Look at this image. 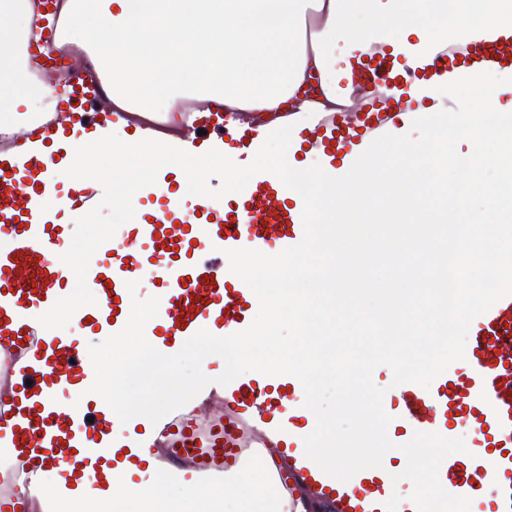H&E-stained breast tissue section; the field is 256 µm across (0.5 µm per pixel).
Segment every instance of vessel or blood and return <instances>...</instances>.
Instances as JSON below:
<instances>
[{
    "label": "vessel or blood",
    "instance_id": "vessel-or-blood-1",
    "mask_svg": "<svg viewBox=\"0 0 512 512\" xmlns=\"http://www.w3.org/2000/svg\"><path fill=\"white\" fill-rule=\"evenodd\" d=\"M106 80L79 72L57 89L64 113L46 112L25 134L33 140L57 133L82 137L103 119L95 102ZM421 112H323L308 135L326 145L327 164L341 169V156L362 164L368 144L391 143L405 125L425 123ZM46 164L37 156L16 161L0 157V459L14 488L0 494V512H30L45 469H58L67 484L96 493L107 471L150 466L170 482L185 473L198 481L239 486L255 463L279 489L266 512H417L394 489L393 474L403 457L401 444L414 432L455 437L470 432L468 452L441 463L442 487L471 498V512H512V296L496 302L470 325L463 359L450 364L424 388L405 383L383 399L392 421V450L379 468L342 482L305 455L303 439L315 427L304 405L300 381L291 375L253 371L230 384L206 386L194 399L157 423L114 432L115 416L100 415L82 394L91 364L83 347L56 335L46 321L67 293L72 270L59 248L63 225L35 220L28 209L41 193ZM294 178L271 183L251 174L247 189L228 207L204 201L194 213L181 212L172 193H163L154 213L134 225L148 245L152 275L159 281L160 307L144 334L162 352H171L200 329L218 336L245 330L259 302L229 270L227 250H284L303 237L302 208L291 194ZM144 257L103 242L100 255L84 262L82 285L98 296L103 314L91 319L103 335L120 331L131 306L128 282L136 280ZM213 283H205V276ZM71 389L78 403L57 400ZM220 399L208 426L198 422L201 406Z\"/></svg>",
    "mask_w": 512,
    "mask_h": 512
}]
</instances>
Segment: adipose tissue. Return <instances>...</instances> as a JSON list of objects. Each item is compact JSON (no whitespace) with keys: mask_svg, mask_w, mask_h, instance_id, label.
I'll return each mask as SVG.
<instances>
[{"mask_svg":"<svg viewBox=\"0 0 512 512\" xmlns=\"http://www.w3.org/2000/svg\"><path fill=\"white\" fill-rule=\"evenodd\" d=\"M432 7V0H66L64 41L94 50L96 63L110 74L99 107L119 119L88 139L38 148L48 161L38 218L54 219L65 207L54 185L74 172L87 186L111 188L121 198L162 194L173 173L180 184L176 200L189 195L216 205L241 195L247 171L278 182L284 168L297 164L299 133L312 113L348 103L355 64L390 57L395 74L415 73L404 93L427 115L426 137H434L431 120L443 112L454 115L456 135L420 159L409 153L413 138L403 132L397 164H387L375 146L343 187L333 188L320 167L294 198L309 223L324 227L316 242L320 253L357 241L371 249L366 228L385 224L391 232L381 249L395 257L423 241L431 245L432 266L445 268L451 257L468 255L456 279L427 289L424 317L441 342L427 353L410 352L407 360L418 372L431 370L453 350L465 308L482 296L476 283L486 244L512 247V196L501 192L512 186V125L499 121L512 103L502 104L497 92L501 84L512 91V65L424 70L440 53L512 36V0H455L440 24ZM32 16L29 0H0V136L13 135L24 110L52 96L50 87L31 80L29 55L12 53L27 47ZM178 97L258 118L236 124V143L216 139L194 151L177 136L183 122L171 103ZM285 111L291 132L270 139L263 113ZM151 113L163 114L165 131L129 130L130 117ZM425 166L435 174L424 182L419 171ZM379 197L384 206H376ZM358 270L344 256L318 268L306 290L309 301L369 313L384 329V346L395 347L411 330L391 305L400 288L368 282Z\"/></svg>","mask_w":512,"mask_h":512,"instance_id":"obj_1","label":"adipose tissue"}]
</instances>
